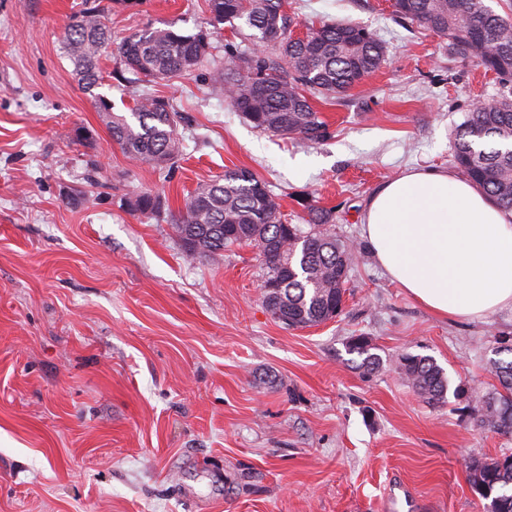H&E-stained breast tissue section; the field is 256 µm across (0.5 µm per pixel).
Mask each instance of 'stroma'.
I'll return each instance as SVG.
<instances>
[{"instance_id": "35a3bbf8", "label": "stroma", "mask_w": 512, "mask_h": 512, "mask_svg": "<svg viewBox=\"0 0 512 512\" xmlns=\"http://www.w3.org/2000/svg\"><path fill=\"white\" fill-rule=\"evenodd\" d=\"M82 0H0V512H487L473 457L512 455L480 428L498 382L489 361L512 311L442 319L392 282L365 246L371 193L412 169H453L469 108L494 74L449 59L392 0H288L308 26L352 20L388 63L313 104L316 145L261 132L200 67L171 82L121 77L117 45L149 27H208L207 0H111L95 92L61 34ZM172 99L183 151L128 159L95 105L130 115L143 92ZM264 181L281 218L304 202L335 211L360 249L342 314L288 329L261 299L255 247L187 259L175 220L229 169ZM160 194L161 213L130 200ZM363 336L384 368L364 374L345 344ZM429 356L462 398L428 404L398 360ZM406 485L414 510L391 508Z\"/></svg>"}]
</instances>
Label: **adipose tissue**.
<instances>
[{
  "label": "adipose tissue",
  "mask_w": 512,
  "mask_h": 512,
  "mask_svg": "<svg viewBox=\"0 0 512 512\" xmlns=\"http://www.w3.org/2000/svg\"><path fill=\"white\" fill-rule=\"evenodd\" d=\"M363 236L392 281L439 316L512 308V220L448 171L413 170L379 186Z\"/></svg>",
  "instance_id": "obj_1"
}]
</instances>
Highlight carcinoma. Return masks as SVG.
Segmentation results:
<instances>
[{
	"instance_id": "1",
	"label": "carcinoma",
	"mask_w": 512,
	"mask_h": 512,
	"mask_svg": "<svg viewBox=\"0 0 512 512\" xmlns=\"http://www.w3.org/2000/svg\"><path fill=\"white\" fill-rule=\"evenodd\" d=\"M217 24L240 20L253 30L255 49L247 57L225 47L227 60L214 68L210 82L226 101L260 131L318 144L330 137L328 124L310 95H343L388 63L384 45L354 21L312 27L294 39L284 11L286 0H207ZM395 16L409 20L447 43L448 58L472 62L493 73L499 93L469 109L455 136L454 162L468 181L499 208L512 212V17L496 12L486 0H396ZM103 0H83L63 33L67 56L87 91L100 84L99 60L111 36L102 23ZM210 32L185 34L170 24L126 37L117 47L124 70L148 81H172L198 67L209 47ZM112 139L136 162L171 163L182 153L178 113L169 100L144 93L136 101L131 124L98 99ZM264 181L246 169H233L198 189L176 220L185 254L216 255L234 244L258 248L265 277L280 288L261 291L267 312L288 313V328L318 326L343 309L357 253L336 238L330 226L334 211L305 205L307 227L285 224ZM141 214H157L162 197L145 192L130 202ZM347 351L360 358L357 367L372 374L384 367L364 336L353 338ZM490 367L500 388L487 395L479 425L512 435V345L496 348ZM400 373L427 402H447L449 382L429 356L406 355ZM471 486L491 499L492 512H512V460L475 457L469 466Z\"/></svg>"
}]
</instances>
